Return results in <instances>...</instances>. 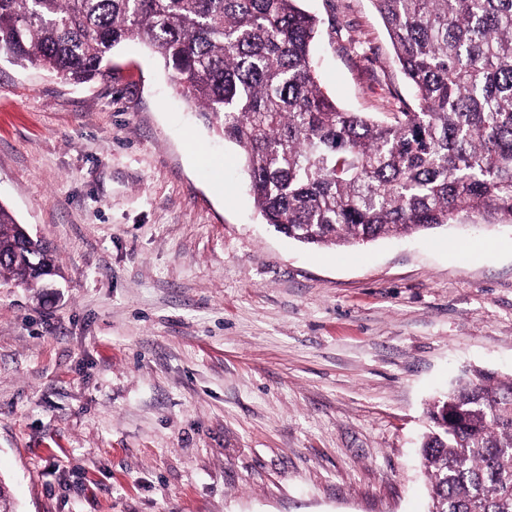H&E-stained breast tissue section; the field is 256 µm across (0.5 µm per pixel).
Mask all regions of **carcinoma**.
I'll list each match as a JSON object with an SVG mask.
<instances>
[{"label": "carcinoma", "instance_id": "cac0c4a2", "mask_svg": "<svg viewBox=\"0 0 512 512\" xmlns=\"http://www.w3.org/2000/svg\"><path fill=\"white\" fill-rule=\"evenodd\" d=\"M300 0H0V55L77 84L139 41L209 128L243 151L266 223L353 246L512 220V0H372L412 100L375 121L322 90L321 21ZM0 274L41 288L53 250L0 204ZM420 455L428 512H512V376L475 369L435 400Z\"/></svg>", "mask_w": 512, "mask_h": 512}]
</instances>
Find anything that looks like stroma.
<instances>
[{
    "mask_svg": "<svg viewBox=\"0 0 512 512\" xmlns=\"http://www.w3.org/2000/svg\"><path fill=\"white\" fill-rule=\"evenodd\" d=\"M300 6L325 91L386 119L409 89L371 0ZM245 181L144 45L79 85L0 56V203L59 264L0 276L15 512H427L429 404L512 375V221L315 249Z\"/></svg>",
    "mask_w": 512,
    "mask_h": 512,
    "instance_id": "stroma-1",
    "label": "stroma"
}]
</instances>
